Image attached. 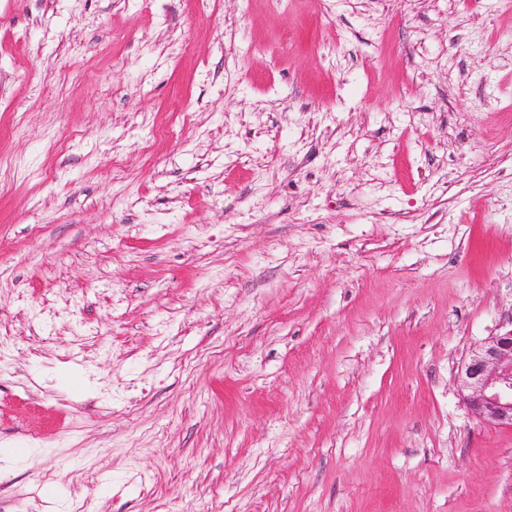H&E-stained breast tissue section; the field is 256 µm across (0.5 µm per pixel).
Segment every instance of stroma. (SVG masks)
Instances as JSON below:
<instances>
[{
	"label": "stroma",
	"instance_id": "1",
	"mask_svg": "<svg viewBox=\"0 0 512 512\" xmlns=\"http://www.w3.org/2000/svg\"><path fill=\"white\" fill-rule=\"evenodd\" d=\"M505 0H0V512H512ZM457 381L476 417L512 427V329L472 348Z\"/></svg>",
	"mask_w": 512,
	"mask_h": 512
}]
</instances>
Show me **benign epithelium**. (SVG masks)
<instances>
[{
    "label": "benign epithelium",
    "instance_id": "benign-epithelium-1",
    "mask_svg": "<svg viewBox=\"0 0 512 512\" xmlns=\"http://www.w3.org/2000/svg\"><path fill=\"white\" fill-rule=\"evenodd\" d=\"M457 381L476 417L512 427V329L472 348Z\"/></svg>",
    "mask_w": 512,
    "mask_h": 512
}]
</instances>
